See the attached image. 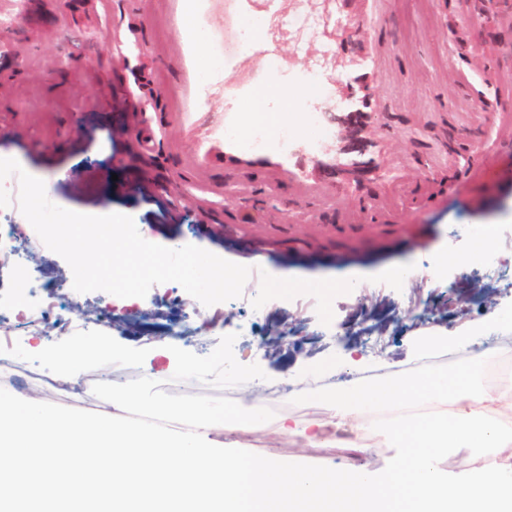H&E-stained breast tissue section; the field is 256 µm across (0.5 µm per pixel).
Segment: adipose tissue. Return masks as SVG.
<instances>
[{
    "label": "adipose tissue",
    "mask_w": 512,
    "mask_h": 512,
    "mask_svg": "<svg viewBox=\"0 0 512 512\" xmlns=\"http://www.w3.org/2000/svg\"><path fill=\"white\" fill-rule=\"evenodd\" d=\"M133 392L103 417L84 419L37 401L0 404V503L92 496L101 512H512V378L490 386L473 372L440 383L432 375L341 387L311 421L288 416L278 433L332 448L337 431L368 454L370 408L450 403L445 415H410L382 431L398 453L385 468L310 470L284 459L226 457L213 434L261 430L237 410L153 403L188 419L191 431L133 424ZM476 448L487 463L455 472L451 449Z\"/></svg>",
    "instance_id": "adipose-tissue-1"
}]
</instances>
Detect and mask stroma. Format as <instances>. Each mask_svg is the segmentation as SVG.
<instances>
[{"label":"stroma","instance_id":"obj_1","mask_svg":"<svg viewBox=\"0 0 512 512\" xmlns=\"http://www.w3.org/2000/svg\"><path fill=\"white\" fill-rule=\"evenodd\" d=\"M265 12V40L238 43L225 0H0V158L16 159L48 184L56 205L90 215L131 216L148 242L192 244L261 273L308 280L360 278L334 298L330 325L301 295L267 302L253 321L243 299L191 315L192 337L177 359L206 364L215 349L248 377L234 395L250 406L269 386L319 375L332 384L385 383L418 366L422 336L484 329L483 353L512 337V0H354L339 5V39L288 28L296 0H243ZM206 31L199 53L181 26ZM333 45L324 54L325 45ZM228 56L221 74L215 58ZM23 72H16V61ZM320 69L329 96L302 89ZM373 79L383 180L354 188L317 172L320 156L289 157L275 132L306 135L311 108L356 106L351 82ZM288 93L284 112L267 85ZM490 250L461 266L441 263L447 245ZM46 291L79 316L112 312L107 338L135 371L107 387L168 400L172 367L150 358L155 324L180 313L183 288L153 286L145 298L72 294L73 273L57 253L29 257ZM414 264L396 290L373 275ZM381 337L370 348L368 336ZM236 449L347 469L340 448H312L268 427L236 435Z\"/></svg>","mask_w":512,"mask_h":512}]
</instances>
